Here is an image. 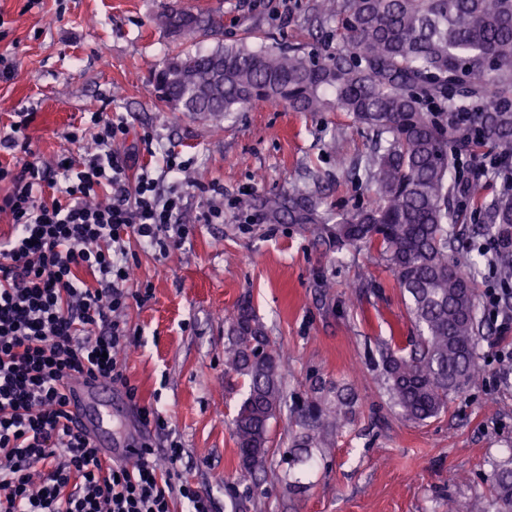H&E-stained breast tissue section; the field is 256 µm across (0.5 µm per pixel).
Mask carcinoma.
Returning a JSON list of instances; mask_svg holds the SVG:
<instances>
[{
  "mask_svg": "<svg viewBox=\"0 0 512 512\" xmlns=\"http://www.w3.org/2000/svg\"><path fill=\"white\" fill-rule=\"evenodd\" d=\"M216 24L204 13L175 12L174 31ZM336 51L286 49L246 40L207 54L177 52L156 75L172 112L209 118L256 101L291 112H345L370 132L372 153L348 162L352 179L376 188L375 205L327 220L302 188L288 192L291 224H326L336 243L380 251L408 294L418 341L383 344L390 402L411 421L435 417L448 396L480 377L475 312L479 264L456 259L452 223L460 198L480 200L484 184L500 191L478 209L485 235L512 231V169L488 172L483 161L512 160V0H336L319 15ZM225 372L247 391L232 418L242 477L266 472L270 422L288 407L279 355L250 300L226 319ZM301 432L295 448L325 442L327 413L340 423L351 403L336 391L327 409L294 404ZM497 512H512V467L492 473Z\"/></svg>",
  "mask_w": 512,
  "mask_h": 512,
  "instance_id": "obj_1",
  "label": "carcinoma"
}]
</instances>
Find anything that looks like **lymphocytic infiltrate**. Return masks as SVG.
<instances>
[{
    "label": "lymphocytic infiltrate",
    "instance_id": "obj_1",
    "mask_svg": "<svg viewBox=\"0 0 512 512\" xmlns=\"http://www.w3.org/2000/svg\"><path fill=\"white\" fill-rule=\"evenodd\" d=\"M33 113H17L0 148L22 153L0 164V512H213L210 495L184 480L183 450L170 441L156 462L151 436L168 426L158 410L138 408L142 435L132 462L105 459L74 416L71 379L126 383L120 358L131 345L122 318L131 301L130 239L168 256L189 234L178 216L184 195L163 177L188 161L168 152L160 175H134L115 152L129 126L122 115L85 113L72 140L92 137L81 160L46 164L30 153ZM93 275L87 284L84 274Z\"/></svg>",
    "mask_w": 512,
    "mask_h": 512
}]
</instances>
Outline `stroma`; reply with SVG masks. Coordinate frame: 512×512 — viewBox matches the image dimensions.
<instances>
[{
  "label": "stroma",
  "mask_w": 512,
  "mask_h": 512,
  "mask_svg": "<svg viewBox=\"0 0 512 512\" xmlns=\"http://www.w3.org/2000/svg\"><path fill=\"white\" fill-rule=\"evenodd\" d=\"M321 0H0L12 61L0 78V127L30 112L31 148L42 161L81 157L91 140H71L83 113H122L129 135L120 150L140 168L159 151L192 159L178 182L189 235L167 257L131 244L135 288L151 297L131 303L124 319L139 331L125 375L134 399L115 418L116 435L138 440L136 409L154 407L168 431L153 439L165 462L168 439L180 441L184 478L208 493L215 512H495L494 465L512 460V334L483 319L480 379L448 400L440 415L409 421L389 399L379 351L390 335L413 333L407 296L377 252L338 247L324 223L292 224L276 214L288 192L308 190L323 218L369 206L376 196L348 176L345 160L368 155L367 130L342 112H291L267 102L217 121L166 108L155 74L175 51L208 52L250 37L252 43L322 48L305 23ZM173 11L205 12L216 24L171 34ZM219 183L223 196L204 192ZM223 207L224 220L199 215ZM249 298L280 350L293 399H332L336 387L354 401L351 420L303 462H288L296 430L289 412L270 424L273 466L245 495L231 420L246 387L224 372L225 312Z\"/></svg>",
  "instance_id": "stroma-1"
}]
</instances>
